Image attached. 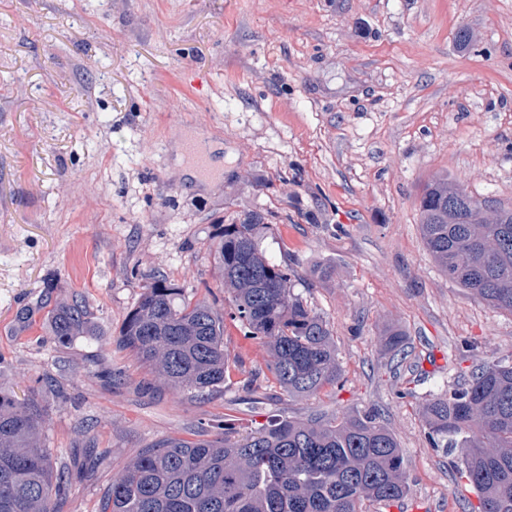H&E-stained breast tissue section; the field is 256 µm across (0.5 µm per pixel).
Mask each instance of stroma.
I'll return each mask as SVG.
<instances>
[{"mask_svg":"<svg viewBox=\"0 0 512 512\" xmlns=\"http://www.w3.org/2000/svg\"><path fill=\"white\" fill-rule=\"evenodd\" d=\"M197 135L221 169L206 184L178 159ZM439 176L512 207V0H0V389L44 406L54 466L108 451L59 512H98L163 439L372 409L408 494L365 512L476 504L422 409L483 362L512 365V314L426 249L418 196ZM248 211L328 322L338 384L288 395L229 319L212 392L173 390L118 347L145 276L229 309L211 243ZM75 298L91 333L61 345L48 314ZM406 336L402 334V332L398 329L391 328L380 336V345L381 348L392 356V359H395L397 356L400 357L401 360L405 359L406 353Z\"/></svg>","mask_w":512,"mask_h":512,"instance_id":"stroma-1","label":"stroma"}]
</instances>
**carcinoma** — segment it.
Here are the masks:
<instances>
[{"label": "carcinoma", "instance_id": "1", "mask_svg": "<svg viewBox=\"0 0 512 512\" xmlns=\"http://www.w3.org/2000/svg\"><path fill=\"white\" fill-rule=\"evenodd\" d=\"M424 244L448 279L489 306L512 313V209H490L448 177L419 198ZM265 217L249 212L216 236L215 256L244 337L263 343L268 370L290 395H310L340 379L327 322L291 291L292 270L271 263L258 237ZM60 343L89 335L77 300L51 312ZM392 357L406 336H380ZM131 351L174 389L224 383V313L205 299L152 278L121 330ZM433 448L458 449L456 468L478 498L476 512H512V367L486 362L465 383L424 407ZM46 412L37 399L0 391V512H56L71 476L54 470L42 446ZM408 493L404 458L378 410L340 419H275L246 434L170 438L141 449L99 500L98 512H363Z\"/></svg>", "mask_w": 512, "mask_h": 512}]
</instances>
